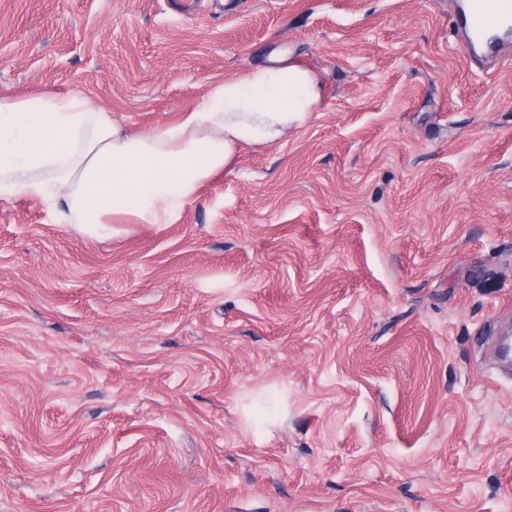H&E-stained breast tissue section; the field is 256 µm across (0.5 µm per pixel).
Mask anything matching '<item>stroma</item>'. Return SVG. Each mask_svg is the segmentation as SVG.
Masks as SVG:
<instances>
[{
  "label": "stroma",
  "instance_id": "stroma-1",
  "mask_svg": "<svg viewBox=\"0 0 512 512\" xmlns=\"http://www.w3.org/2000/svg\"><path fill=\"white\" fill-rule=\"evenodd\" d=\"M0 0V97L129 131L324 85L170 224L0 201V512H512V39L459 0ZM455 23L466 32L469 54L496 57L500 42L488 38L487 34L493 30H502L504 35H508L512 31V1L468 0Z\"/></svg>",
  "mask_w": 512,
  "mask_h": 512
}]
</instances>
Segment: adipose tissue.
I'll return each mask as SVG.
<instances>
[{
	"mask_svg": "<svg viewBox=\"0 0 512 512\" xmlns=\"http://www.w3.org/2000/svg\"><path fill=\"white\" fill-rule=\"evenodd\" d=\"M323 99L317 73L283 53L137 133L78 94L0 98V201H45L58 223L96 230L121 216L166 224L241 148L286 139Z\"/></svg>",
	"mask_w": 512,
	"mask_h": 512,
	"instance_id": "adipose-tissue-1",
	"label": "adipose tissue"
}]
</instances>
